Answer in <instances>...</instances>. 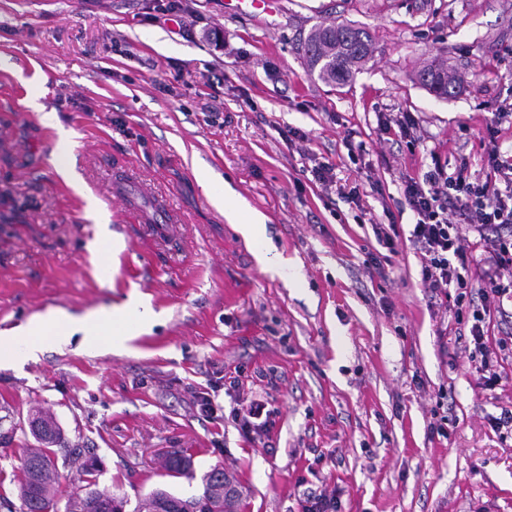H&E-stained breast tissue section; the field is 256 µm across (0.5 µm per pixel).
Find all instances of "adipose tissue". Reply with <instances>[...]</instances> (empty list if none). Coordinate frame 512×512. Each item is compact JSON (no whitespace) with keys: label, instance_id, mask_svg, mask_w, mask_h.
I'll return each mask as SVG.
<instances>
[{"label":"adipose tissue","instance_id":"ef3b65f1","mask_svg":"<svg viewBox=\"0 0 512 512\" xmlns=\"http://www.w3.org/2000/svg\"><path fill=\"white\" fill-rule=\"evenodd\" d=\"M152 317L151 308L142 303L130 304L123 312L106 311L81 318L64 312L39 316L22 331L0 335V361L32 357L47 346L68 343L76 336L86 350H96L103 344L119 348L130 326L147 325Z\"/></svg>","mask_w":512,"mask_h":512}]
</instances>
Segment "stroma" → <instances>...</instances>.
<instances>
[{"label": "stroma", "mask_w": 512, "mask_h": 512, "mask_svg": "<svg viewBox=\"0 0 512 512\" xmlns=\"http://www.w3.org/2000/svg\"><path fill=\"white\" fill-rule=\"evenodd\" d=\"M280 2L0 0V331L134 298L156 315L121 351L0 365V512H21V450L45 414L63 434L53 512L74 451L132 505L158 487L194 496L220 464L237 512H298L321 486L340 512H512V439L488 424L512 406V358L483 389L454 313L428 303L402 194L432 157L483 172L492 147L512 153V123L497 121L512 109V0ZM333 21L377 46L340 87L301 51ZM434 60L463 73L455 97L414 81ZM399 112L418 141L382 133ZM290 127L303 139L286 141ZM62 129L70 183L52 163ZM324 161L358 203L314 181ZM204 170L232 189L231 213L199 185ZM91 202L120 244L108 279L88 249L101 236ZM251 215L265 219L262 262L238 230ZM377 224L398 226L394 249ZM225 374L275 410L270 443L240 436ZM194 387L214 390L222 418L198 414ZM175 449L194 478L165 475Z\"/></svg>", "instance_id": "obj_1"}]
</instances>
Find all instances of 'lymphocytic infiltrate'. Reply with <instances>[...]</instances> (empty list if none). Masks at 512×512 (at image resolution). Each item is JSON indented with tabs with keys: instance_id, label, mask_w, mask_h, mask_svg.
<instances>
[{
	"instance_id": "obj_1",
	"label": "lymphocytic infiltrate",
	"mask_w": 512,
	"mask_h": 512,
	"mask_svg": "<svg viewBox=\"0 0 512 512\" xmlns=\"http://www.w3.org/2000/svg\"><path fill=\"white\" fill-rule=\"evenodd\" d=\"M492 171L480 177L467 168L449 169L433 159L422 176L403 187L416 222L409 241L420 254L421 280L436 298L456 295L472 304L469 343L480 356L477 371L484 388L500 384L502 354L512 336L491 340L489 317L512 303V154L492 152ZM483 250L485 268L472 270L473 253ZM274 412L261 399L238 402L233 418L247 441L270 438Z\"/></svg>"
}]
</instances>
